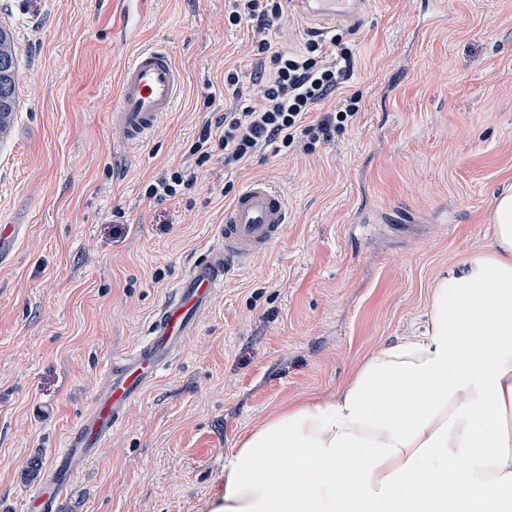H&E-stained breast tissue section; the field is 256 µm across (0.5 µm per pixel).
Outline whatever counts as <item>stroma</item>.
Masks as SVG:
<instances>
[{"mask_svg": "<svg viewBox=\"0 0 512 512\" xmlns=\"http://www.w3.org/2000/svg\"><path fill=\"white\" fill-rule=\"evenodd\" d=\"M120 41L98 0H0L15 35L22 106L0 151V224H22L0 269V512H24L112 358L146 336L154 309L203 252L232 200L199 178L146 199L149 175L178 164L212 119L205 94L224 70L253 77L252 33L224 24L225 0H152ZM372 0L361 25L284 6L268 37L357 46L351 77L325 100L359 94L353 128L312 158L267 154L229 172L263 177L290 222L269 253L229 273L198 332L149 385L60 512H212L224 457L288 404L326 400L380 343L422 324L429 288L490 246L488 215L512 185V0ZM296 38L284 37V30ZM167 48L186 91L151 143L112 152L108 106L125 60ZM50 405L43 419L34 405Z\"/></svg>", "mask_w": 512, "mask_h": 512, "instance_id": "35a3bbf8", "label": "stroma"}]
</instances>
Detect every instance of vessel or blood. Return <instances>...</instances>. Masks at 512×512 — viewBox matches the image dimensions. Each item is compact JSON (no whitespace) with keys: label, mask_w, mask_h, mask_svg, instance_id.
<instances>
[{"label":"vessel or blood","mask_w":512,"mask_h":512,"mask_svg":"<svg viewBox=\"0 0 512 512\" xmlns=\"http://www.w3.org/2000/svg\"><path fill=\"white\" fill-rule=\"evenodd\" d=\"M311 15L359 22L364 0H290ZM152 0H107L124 37H132L150 11ZM184 91L181 71L168 50L148 45L125 61L109 121L121 144L147 145L174 111ZM287 197L269 180L246 181L224 210L214 241L183 273L155 311L146 339L112 361L89 410L71 427L63 448L30 494L27 512H58L72 479L105 447L132 403L182 351L231 270L243 269L270 251L289 219ZM20 224H0V268L10 266L23 234Z\"/></svg>","instance_id":"b4317fda"}]
</instances>
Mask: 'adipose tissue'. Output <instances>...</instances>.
<instances>
[{"instance_id":"obj_1","label":"adipose tissue","mask_w":512,"mask_h":512,"mask_svg":"<svg viewBox=\"0 0 512 512\" xmlns=\"http://www.w3.org/2000/svg\"><path fill=\"white\" fill-rule=\"evenodd\" d=\"M489 222L422 330L238 441L213 512H512V185Z\"/></svg>"}]
</instances>
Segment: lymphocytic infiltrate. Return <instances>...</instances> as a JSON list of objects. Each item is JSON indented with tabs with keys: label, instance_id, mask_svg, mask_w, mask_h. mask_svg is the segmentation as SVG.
Instances as JSON below:
<instances>
[{
	"label": "lymphocytic infiltrate",
	"instance_id": "f902f5d3",
	"mask_svg": "<svg viewBox=\"0 0 512 512\" xmlns=\"http://www.w3.org/2000/svg\"><path fill=\"white\" fill-rule=\"evenodd\" d=\"M279 15V0H229L224 23L253 30L251 53L259 81L248 83L237 69L225 70L224 90L234 100V109L221 112L215 95L205 97V107L218 110V117L202 126L187 149L191 164L163 168L146 182L147 199L162 201L182 194L216 157L223 159L225 168L234 169L270 152L313 155L317 144L331 141L357 121L361 98L356 94L322 116L313 114L348 79L354 48L338 35L307 40L299 52L273 48L267 26Z\"/></svg>",
	"mask_w": 512,
	"mask_h": 512
}]
</instances>
